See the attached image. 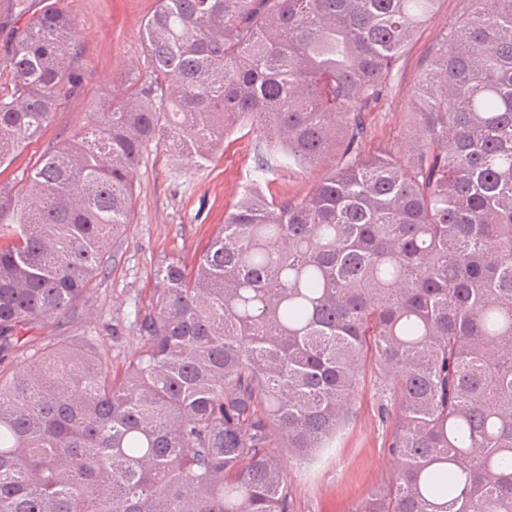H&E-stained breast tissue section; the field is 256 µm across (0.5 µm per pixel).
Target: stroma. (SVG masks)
Listing matches in <instances>:
<instances>
[{
    "instance_id": "obj_1",
    "label": "stroma",
    "mask_w": 512,
    "mask_h": 512,
    "mask_svg": "<svg viewBox=\"0 0 512 512\" xmlns=\"http://www.w3.org/2000/svg\"><path fill=\"white\" fill-rule=\"evenodd\" d=\"M82 47L78 66L83 88L63 101L51 124L18 151L0 183L19 181L45 152L78 132L97 102L121 97L146 73L143 25L156 0H60ZM475 7L473 0H439L434 15L405 47L389 78L390 91L368 114L365 151L404 148L414 131L412 88L426 55L449 22ZM255 166V139L237 130L206 170L183 167L173 173L164 145H150L136 176L131 224L108 270L68 317L30 329L33 348L71 336L121 363L135 347L134 308L146 304L153 269L163 260L193 262L225 215L239 202ZM328 165L291 169L271 176L266 193L298 198L328 173ZM381 382L367 365L354 413L329 448L306 459H287L294 512H354L374 487L390 480L396 465L387 451L388 422L379 410Z\"/></svg>"
}]
</instances>
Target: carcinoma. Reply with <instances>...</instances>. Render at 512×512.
<instances>
[{"label": "carcinoma", "instance_id": "cac0c4a2", "mask_svg": "<svg viewBox=\"0 0 512 512\" xmlns=\"http://www.w3.org/2000/svg\"><path fill=\"white\" fill-rule=\"evenodd\" d=\"M425 59L414 144L364 116L438 0H158L147 78L0 185V512H294L284 456L329 446L367 361L397 464L355 512H512V0ZM57 0L14 27L0 167L81 83ZM246 128L252 184L193 267L162 261L123 360L22 330L73 310L153 142L201 171ZM331 172L295 199L274 171Z\"/></svg>", "mask_w": 512, "mask_h": 512}]
</instances>
